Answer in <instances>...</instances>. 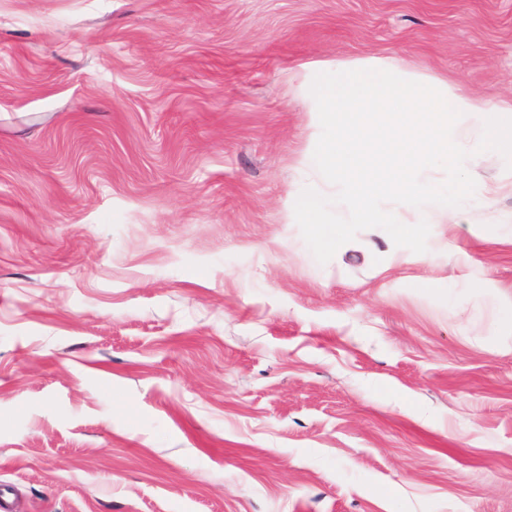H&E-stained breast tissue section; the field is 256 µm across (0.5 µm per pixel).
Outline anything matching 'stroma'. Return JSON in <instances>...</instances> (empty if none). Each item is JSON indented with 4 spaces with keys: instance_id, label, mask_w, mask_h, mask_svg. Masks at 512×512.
<instances>
[{
    "instance_id": "stroma-1",
    "label": "stroma",
    "mask_w": 512,
    "mask_h": 512,
    "mask_svg": "<svg viewBox=\"0 0 512 512\" xmlns=\"http://www.w3.org/2000/svg\"><path fill=\"white\" fill-rule=\"evenodd\" d=\"M512 96V0H0L11 512H512V195L319 264L304 64Z\"/></svg>"
}]
</instances>
